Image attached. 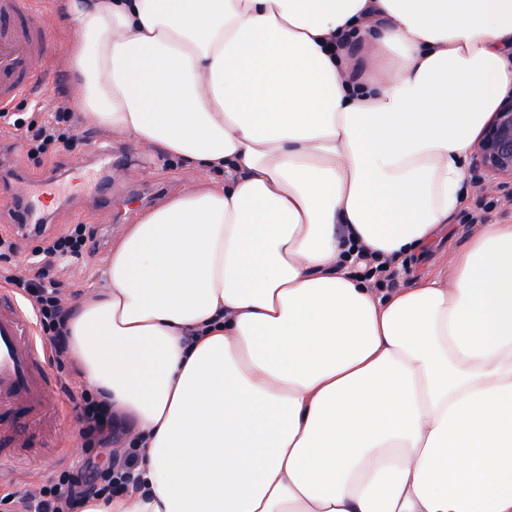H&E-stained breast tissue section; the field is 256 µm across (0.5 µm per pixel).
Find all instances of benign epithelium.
Returning a JSON list of instances; mask_svg holds the SVG:
<instances>
[{
	"label": "benign epithelium",
	"instance_id": "benign-epithelium-1",
	"mask_svg": "<svg viewBox=\"0 0 512 512\" xmlns=\"http://www.w3.org/2000/svg\"><path fill=\"white\" fill-rule=\"evenodd\" d=\"M472 172L479 182L505 189L512 185V96L503 99L473 149Z\"/></svg>",
	"mask_w": 512,
	"mask_h": 512
}]
</instances>
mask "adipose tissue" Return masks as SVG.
Listing matches in <instances>:
<instances>
[{"instance_id": "1", "label": "adipose tissue", "mask_w": 512, "mask_h": 512, "mask_svg": "<svg viewBox=\"0 0 512 512\" xmlns=\"http://www.w3.org/2000/svg\"><path fill=\"white\" fill-rule=\"evenodd\" d=\"M60 2L84 124L224 175L123 228L70 315L143 441L83 512H512V224L448 280L338 265L421 252L460 207L512 0ZM357 257L363 261L362 274L369 280L375 281V286L383 287L384 284L388 286L395 283L393 258L375 252L367 253L364 250H358Z\"/></svg>"}]
</instances>
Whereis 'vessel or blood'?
<instances>
[{"label": "vessel or blood", "mask_w": 512, "mask_h": 512, "mask_svg": "<svg viewBox=\"0 0 512 512\" xmlns=\"http://www.w3.org/2000/svg\"><path fill=\"white\" fill-rule=\"evenodd\" d=\"M39 0H0V111L46 86L51 74L54 37ZM134 155L108 147L95 151L96 166L112 170L131 166ZM19 229L42 223L43 200L36 194L18 197L12 207ZM46 351L37 339L30 312L9 288L0 286V417L42 418L50 401Z\"/></svg>", "instance_id": "obj_1"}]
</instances>
